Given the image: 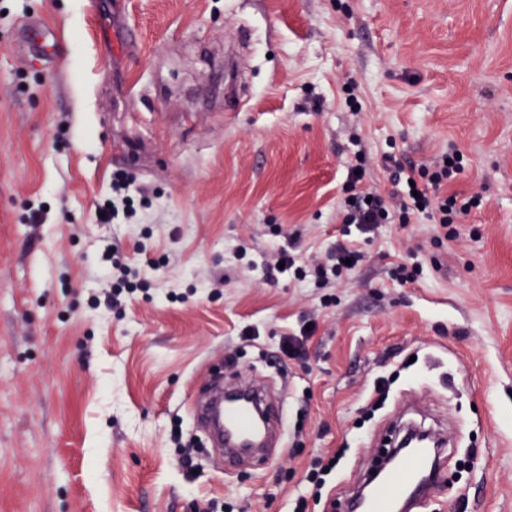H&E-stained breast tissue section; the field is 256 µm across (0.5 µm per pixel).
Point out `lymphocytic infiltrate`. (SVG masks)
Returning a JSON list of instances; mask_svg holds the SVG:
<instances>
[{
	"mask_svg": "<svg viewBox=\"0 0 512 512\" xmlns=\"http://www.w3.org/2000/svg\"><path fill=\"white\" fill-rule=\"evenodd\" d=\"M382 161L394 164L388 154L383 155ZM394 166L393 177L398 189L386 195L367 184L366 157L361 152L355 154L342 201L343 224L366 233L380 224L409 223L413 215L421 213L434 220L436 240L448 238L449 225L470 208L469 203L459 202L457 196L446 192L449 183L462 171L459 154L448 151L429 166L412 163Z\"/></svg>",
	"mask_w": 512,
	"mask_h": 512,
	"instance_id": "lymphocytic-infiltrate-1",
	"label": "lymphocytic infiltrate"
}]
</instances>
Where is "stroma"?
Wrapping results in <instances>:
<instances>
[{"instance_id": "35a3bbf8", "label": "stroma", "mask_w": 512, "mask_h": 512, "mask_svg": "<svg viewBox=\"0 0 512 512\" xmlns=\"http://www.w3.org/2000/svg\"><path fill=\"white\" fill-rule=\"evenodd\" d=\"M31 18L51 57L15 51ZM451 149L449 193L481 198L456 236L352 232L358 266L320 285L355 152L387 193L384 153ZM118 174L134 213L98 223ZM291 242L303 275L266 279ZM110 244L142 285L109 310ZM230 356L225 384L284 400L261 468L190 416ZM398 418L454 439L421 512H512V0H0V512H346Z\"/></svg>"}]
</instances>
